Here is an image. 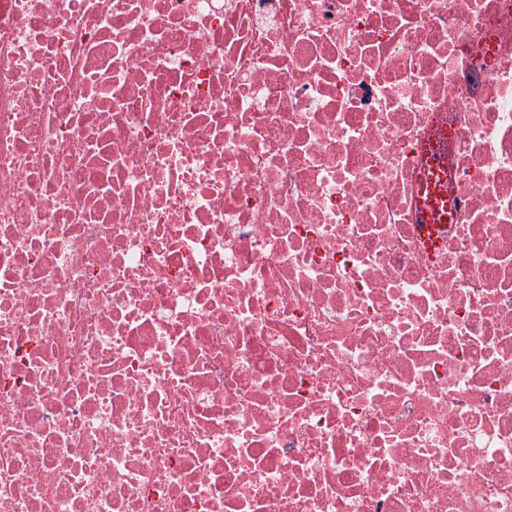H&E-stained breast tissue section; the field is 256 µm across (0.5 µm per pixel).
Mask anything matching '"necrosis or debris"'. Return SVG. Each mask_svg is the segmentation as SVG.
Masks as SVG:
<instances>
[{"label":"necrosis or debris","instance_id":"necrosis-or-debris-1","mask_svg":"<svg viewBox=\"0 0 512 512\" xmlns=\"http://www.w3.org/2000/svg\"><path fill=\"white\" fill-rule=\"evenodd\" d=\"M0 512H512V0H0ZM432 169L428 197L419 209L422 224H448L453 218L454 205L448 199L447 158L435 160Z\"/></svg>","mask_w":512,"mask_h":512}]
</instances>
